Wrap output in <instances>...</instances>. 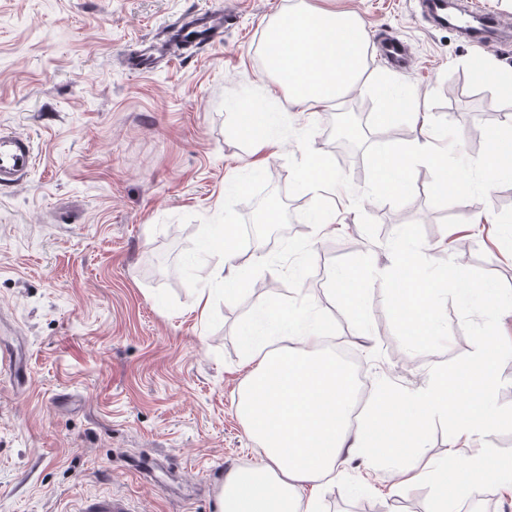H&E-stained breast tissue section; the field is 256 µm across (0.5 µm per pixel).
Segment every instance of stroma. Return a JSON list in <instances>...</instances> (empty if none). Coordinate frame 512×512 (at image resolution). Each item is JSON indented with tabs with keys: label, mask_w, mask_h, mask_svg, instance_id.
<instances>
[{
	"label": "stroma",
	"mask_w": 512,
	"mask_h": 512,
	"mask_svg": "<svg viewBox=\"0 0 512 512\" xmlns=\"http://www.w3.org/2000/svg\"><path fill=\"white\" fill-rule=\"evenodd\" d=\"M298 0H0V128L28 136L35 153L26 183L0 188V347L29 367L32 388L0 369V512H65L75 500L131 496L138 512H219L218 492L233 469L259 460L238 412L248 368L234 338L243 315L289 290L272 270L238 305L218 307L208 330L198 295L176 270L201 219L220 210L232 178L261 169L282 193L300 234L311 236L315 270L301 291L328 312L330 263L368 254L390 267L387 242L400 226L420 223L436 260L453 258L512 285V185L486 200L445 208L428 201L431 172L418 166L415 195L396 207L333 192L328 227L312 230L298 214L314 195H288L293 140L245 148L226 131L223 96L260 89L296 129L317 124V151L335 154V116L346 106L377 117L389 97L403 106L377 127V141L408 142L422 116L458 125L462 151L476 157L487 122L512 123V87L486 81L481 65L512 70V0H464L495 16L501 35L484 42L434 26L420 0H310L356 13L367 40L363 84L334 104L307 109L290 99L264 60L268 27ZM230 13L222 43L194 46L148 71L128 57L159 41L175 23L208 9ZM404 41L412 54L399 72L382 43ZM378 223L367 238L360 214ZM486 215L498 232L491 250L471 237ZM373 330L339 318L338 338L353 348L370 381L424 389L433 366L472 352L454 305L447 347L406 351L395 337L381 284L371 298ZM453 425L433 416L418 464L455 455ZM407 462L382 455L342 462L317 493L321 512H430L437 490L418 481L398 490L387 474Z\"/></svg>",
	"instance_id": "stroma-1"
}]
</instances>
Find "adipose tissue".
Instances as JSON below:
<instances>
[{"instance_id":"ef3b65f1","label":"adipose tissue","mask_w":512,"mask_h":512,"mask_svg":"<svg viewBox=\"0 0 512 512\" xmlns=\"http://www.w3.org/2000/svg\"><path fill=\"white\" fill-rule=\"evenodd\" d=\"M366 41L364 24L355 14L301 0L270 29L266 65L295 103L315 108L356 87L366 66ZM412 158L439 163L426 130L415 131L399 150L375 155L378 190L408 192L406 167ZM236 240L234 225L218 224L200 247L214 259L212 276L228 294L234 293L236 283L225 278L224 266L236 252ZM260 317L281 326V344L273 346L253 327L244 332L250 370L238 410L262 459L252 470L226 474L220 512H317L315 500H303L301 493L320 486L343 458L406 455L422 443L434 413L453 421L457 442L484 440L507 416L493 400L498 337L482 340L475 372L440 376L413 396L381 387L367 408L369 423L362 427L350 419L357 392L354 375L323 349V328L299 326L290 311L278 306L261 308ZM419 477L439 488L434 512H453L449 491L462 494L484 482L512 485V462L492 463L478 453L453 467L428 464Z\"/></svg>"}]
</instances>
